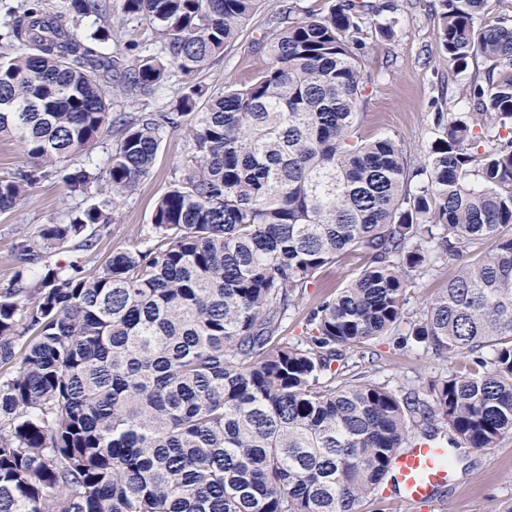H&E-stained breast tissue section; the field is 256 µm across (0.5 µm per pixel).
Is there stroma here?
<instances>
[{
    "label": "stroma",
    "mask_w": 512,
    "mask_h": 512,
    "mask_svg": "<svg viewBox=\"0 0 512 512\" xmlns=\"http://www.w3.org/2000/svg\"><path fill=\"white\" fill-rule=\"evenodd\" d=\"M285 2L258 0L243 32L225 47L222 56L197 75V82L220 92L226 83L240 82L266 69L269 59L257 50L255 42L270 34ZM373 2L388 4V11L382 12L381 17L395 20L396 26L394 37L389 39L373 30L368 33L369 50L362 64L365 115L361 133L392 136L402 143L410 159L417 161L438 134V113L472 111V104L462 100L461 92L473 79L483 77L487 65L479 58L459 72L442 61L435 0ZM133 41L137 42L140 55L159 51L150 30L134 17L114 25L112 39L103 49L119 57ZM185 87V79L176 72L153 97L136 101L113 93L112 110L130 114L167 112L174 109ZM185 153L182 136L165 133L152 171L132 194L118 202L113 223L93 230V247L77 250L69 244L52 249L47 251L42 265L32 266L16 258L15 247L21 237L36 236L42 224L62 212L88 205L83 197L73 195L61 178L37 185L17 211L0 216V289L18 279L26 284L34 282L46 264L65 266L76 260L95 271L102 268L112 252L132 247L143 225L150 223L156 201L169 190L179 173ZM463 366L462 358L438 356L424 345L412 341L403 345L386 336L364 352H347L345 375H366L401 395ZM361 512H512V434L503 437L496 447L467 449L456 468L449 472L447 485L438 490L433 505L409 509L383 491L365 503Z\"/></svg>",
    "instance_id": "obj_1"
}]
</instances>
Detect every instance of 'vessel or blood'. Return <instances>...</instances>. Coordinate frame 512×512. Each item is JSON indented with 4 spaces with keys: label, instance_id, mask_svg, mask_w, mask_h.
<instances>
[{
    "label": "vessel or blood",
    "instance_id": "vessel-or-blood-1",
    "mask_svg": "<svg viewBox=\"0 0 512 512\" xmlns=\"http://www.w3.org/2000/svg\"><path fill=\"white\" fill-rule=\"evenodd\" d=\"M445 448L436 444L419 443L397 452L393 472L399 488V502L430 503L439 487L448 481V471L440 459Z\"/></svg>",
    "mask_w": 512,
    "mask_h": 512
}]
</instances>
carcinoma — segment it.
<instances>
[{
    "instance_id": "cac0c4a2",
    "label": "carcinoma",
    "mask_w": 512,
    "mask_h": 512,
    "mask_svg": "<svg viewBox=\"0 0 512 512\" xmlns=\"http://www.w3.org/2000/svg\"><path fill=\"white\" fill-rule=\"evenodd\" d=\"M256 2L9 10L0 138L32 166L0 177V214L58 172L78 196L110 189L42 225L20 260L112 223L164 129L186 157L133 248L97 272L72 261L0 289V512H360L399 449L512 434V25L483 21L487 0H436L442 60L487 69L467 90L476 111L438 117L413 166L395 139L358 136L368 14L390 9L365 0L325 14L285 4L251 80L210 97L190 83L173 112L112 115V85L138 99L172 69L194 78ZM91 15L96 29L74 35ZM119 16L146 20L162 55L98 50ZM114 127L106 174L57 169ZM353 252L355 282L306 312L300 340L282 335L317 273ZM451 260L457 273L406 315L415 280ZM386 335L469 367L402 397L336 385L344 351Z\"/></svg>"
}]
</instances>
